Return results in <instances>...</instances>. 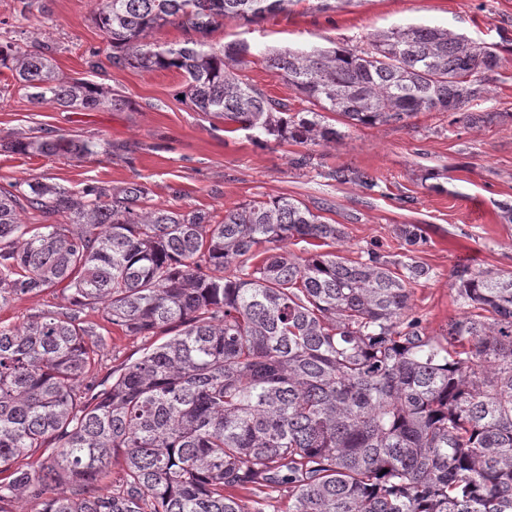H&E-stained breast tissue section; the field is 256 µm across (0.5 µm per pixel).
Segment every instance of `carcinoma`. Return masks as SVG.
Returning a JSON list of instances; mask_svg holds the SVG:
<instances>
[{
	"instance_id": "obj_1",
	"label": "carcinoma",
	"mask_w": 512,
	"mask_h": 512,
	"mask_svg": "<svg viewBox=\"0 0 512 512\" xmlns=\"http://www.w3.org/2000/svg\"><path fill=\"white\" fill-rule=\"evenodd\" d=\"M302 0H95L112 65L175 71L202 112L266 146H329L346 128L420 112L475 116L495 44L439 26H396L361 47L272 52L265 67L305 107L245 74L250 47L216 48L226 21L251 24ZM177 25L182 43L150 33ZM55 47L0 39V67L36 103L93 110L126 99L55 71ZM17 154L87 159L93 140L12 136ZM136 182L70 191L0 186V303L64 285L65 305L0 325V512H512V272L452 274L462 313L447 345L412 313L417 224L399 259H345L344 238L302 202L225 211L147 205ZM38 223L29 226L20 214ZM310 246L302 257L288 241ZM145 341L103 387L86 376L106 346L86 310ZM165 340L157 342L155 337ZM54 452L37 470L29 452ZM110 489L96 482L116 456ZM251 496L237 498L233 490Z\"/></svg>"
}]
</instances>
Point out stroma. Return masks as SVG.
<instances>
[{
    "mask_svg": "<svg viewBox=\"0 0 512 512\" xmlns=\"http://www.w3.org/2000/svg\"><path fill=\"white\" fill-rule=\"evenodd\" d=\"M92 0H0V36L23 47L53 43L63 77L85 78L124 95L130 109L95 111L35 104L0 68V140L16 134L60 135L111 144V156L77 160L19 155L0 150V185L42 180L77 191L84 186L145 184L149 202L220 216L249 200L289 197L325 221L341 225V256L354 260L377 245L401 253L397 228L420 225L424 241L415 253L429 270L412 285V305L425 332L443 341L448 321L461 312L451 274L455 268L512 272V0H349L333 11L310 9L301 0L287 14L243 27L224 23L210 41L221 47L247 42L252 51L357 46L372 34L399 25H438L477 42L499 45L502 63L487 73L488 95L477 111L496 113L491 123L453 121L444 112H422L407 123L350 129L335 146L313 147L306 167L293 160L304 146L257 145L245 131L228 132L222 121L194 111L181 99L185 79L172 71L113 67L112 48L92 20ZM365 172L376 186L336 181L338 168ZM62 291L0 304V323L18 325L53 310ZM107 347L89 374L99 381L140 356L143 342L103 323Z\"/></svg>",
    "mask_w": 512,
    "mask_h": 512,
    "instance_id": "35a3bbf8",
    "label": "stroma"
}]
</instances>
